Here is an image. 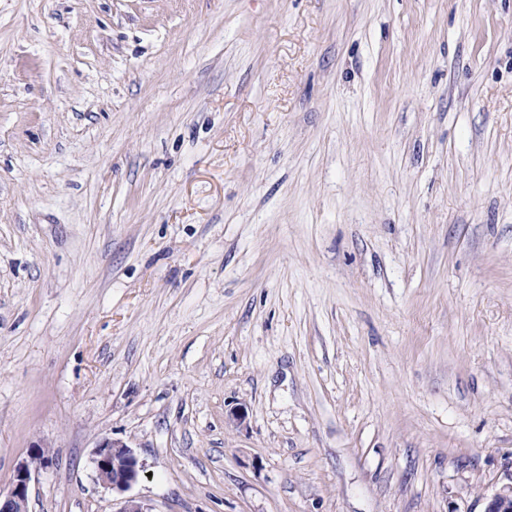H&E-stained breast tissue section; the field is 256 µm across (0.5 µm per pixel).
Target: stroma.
I'll use <instances>...</instances> for the list:
<instances>
[{
    "label": "stroma",
    "mask_w": 512,
    "mask_h": 512,
    "mask_svg": "<svg viewBox=\"0 0 512 512\" xmlns=\"http://www.w3.org/2000/svg\"><path fill=\"white\" fill-rule=\"evenodd\" d=\"M36 442L29 512H484L512 0H0V490ZM94 468L98 481L112 489L125 492L144 473V463L122 441L104 440L95 452Z\"/></svg>",
    "instance_id": "stroma-1"
}]
</instances>
